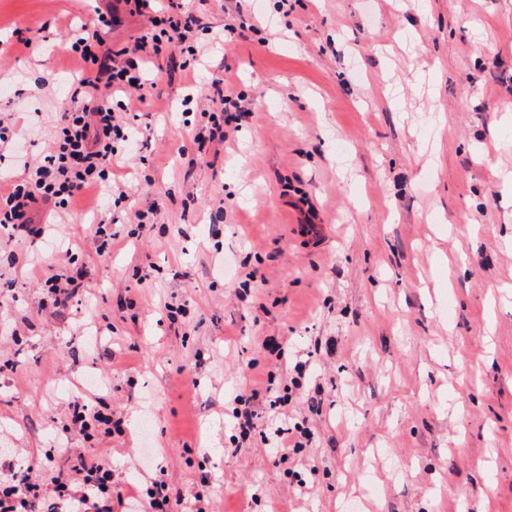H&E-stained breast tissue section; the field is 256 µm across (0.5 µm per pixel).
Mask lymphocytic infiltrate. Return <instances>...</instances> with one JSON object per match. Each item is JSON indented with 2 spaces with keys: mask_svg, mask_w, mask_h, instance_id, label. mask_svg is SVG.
<instances>
[{
  "mask_svg": "<svg viewBox=\"0 0 512 512\" xmlns=\"http://www.w3.org/2000/svg\"><path fill=\"white\" fill-rule=\"evenodd\" d=\"M111 24V18L101 13L72 34L67 52L80 62V76L57 112L56 130L43 155L26 164L24 178H0V228L42 236V229L31 219L36 205L50 204L56 212L65 213L82 191L102 188L112 170L115 141L130 139V122L116 112L114 98L133 90L149 94L155 87L150 69L157 58L196 53L200 24L184 11L181 0H169L165 16L149 14L133 48H122L125 61L121 64L110 62L100 51V31ZM225 84V79H213L204 95L208 124L193 136L198 148L224 142V114L241 107L240 101L225 95ZM258 396L254 390L234 397V427L247 435L265 426L268 459L277 465L305 448L312 432L305 424H289L287 395L270 399L266 417L254 406ZM70 409L73 424L83 433L103 425L118 429L123 424L121 414L110 409L105 396L94 392L74 399ZM144 496L153 512H171L176 506L185 512H206L204 504L210 499L205 490L185 498L180 488L162 482L127 490L113 482L110 465L79 448L68 449L66 469L51 482H42L28 467L0 477V512H112L114 506H130Z\"/></svg>",
  "mask_w": 512,
  "mask_h": 512,
  "instance_id": "f902f5d3",
  "label": "lymphocytic infiltrate"
}]
</instances>
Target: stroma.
I'll list each match as a JSON object with an SVG mask.
<instances>
[{
	"label": "stroma",
	"instance_id": "35a3bbf8",
	"mask_svg": "<svg viewBox=\"0 0 512 512\" xmlns=\"http://www.w3.org/2000/svg\"><path fill=\"white\" fill-rule=\"evenodd\" d=\"M186 5L208 55L187 74L157 61L112 164L127 200L89 189L64 223L33 212L44 238L0 231V441L43 480L84 448L126 485L209 488L212 512H512V198L495 177L512 172V0ZM107 8L105 48L132 45L146 20L125 0H0V110L23 150L0 149V174L44 152L80 67L68 29ZM220 75L250 110L205 157ZM151 204L132 234L129 208ZM99 214L119 232L105 256L87 243ZM74 264L84 286L52 314L43 281ZM268 336L291 360L315 350L304 385L324 390L311 445L278 466L259 435L231 447L224 412L276 371ZM89 374L122 433L65 432Z\"/></svg>",
	"mask_w": 512,
	"mask_h": 512
}]
</instances>
